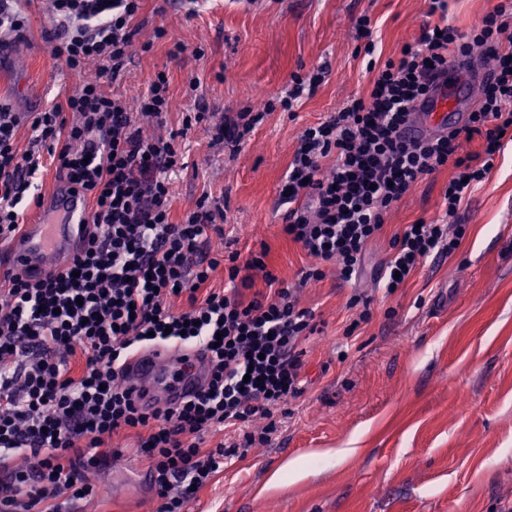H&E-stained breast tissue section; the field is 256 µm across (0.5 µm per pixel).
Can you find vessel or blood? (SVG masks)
Listing matches in <instances>:
<instances>
[{"label": "vessel or blood", "mask_w": 512, "mask_h": 512, "mask_svg": "<svg viewBox=\"0 0 512 512\" xmlns=\"http://www.w3.org/2000/svg\"><path fill=\"white\" fill-rule=\"evenodd\" d=\"M491 74L480 71L468 78L450 67L438 79L402 130L404 137L417 139L459 125L464 105L472 102L474 83L486 82ZM88 209L84 199L63 188L46 197L41 219L21 225L12 239L8 268L32 279L65 271L81 247L88 229ZM205 362L198 349L179 351L165 346L138 351L125 366V384L141 404L156 401L172 404L192 394L204 380Z\"/></svg>", "instance_id": "vessel-or-blood-1"}]
</instances>
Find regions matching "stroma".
Wrapping results in <instances>:
<instances>
[{
    "label": "stroma",
    "instance_id": "stroma-1",
    "mask_svg": "<svg viewBox=\"0 0 512 512\" xmlns=\"http://www.w3.org/2000/svg\"><path fill=\"white\" fill-rule=\"evenodd\" d=\"M50 5L14 0L25 27L0 47V103L25 118L87 79L133 98L165 73L169 108L143 127L175 137L183 159L176 212L207 199L225 217L211 248L228 245L244 259L266 251L268 269L289 285L309 259L282 230L279 192L301 130L370 87L356 54L358 19L377 20L386 58L427 20L426 0H197L191 8L142 0L122 70L100 62L74 73L53 55L60 28ZM323 66L324 82L293 113L266 112L292 75ZM198 105L207 119L184 128ZM249 111L265 118L237 153L214 142L215 123ZM450 176L443 169L426 177L390 209L358 282H343L326 263L324 278L302 289L300 304L318 324L303 344L305 393L274 414L265 444L195 494L189 512H504L512 504V142L464 198L454 221L466 234L455 253L429 257L394 293L377 283L392 236L442 216ZM357 291L370 299L364 323L348 305ZM290 461L296 473L271 484ZM89 478L103 493L82 512H154L144 466L122 457Z\"/></svg>",
    "mask_w": 512,
    "mask_h": 512
}]
</instances>
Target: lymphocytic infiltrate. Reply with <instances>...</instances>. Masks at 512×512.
<instances>
[{"label":"lymphocytic infiltrate","mask_w":512,"mask_h":512,"mask_svg":"<svg viewBox=\"0 0 512 512\" xmlns=\"http://www.w3.org/2000/svg\"><path fill=\"white\" fill-rule=\"evenodd\" d=\"M139 2L52 0L71 26L56 57L71 71L99 61L120 71ZM428 13L419 36L381 64L373 57L374 24L360 17L358 36L375 73L370 90L297 138L282 187L283 231L312 260L300 285L320 281L324 262L335 263L343 281L358 278L386 213L444 167L452 176L442 206L455 217L512 137V45L501 40L512 12L500 2L467 32L449 24L447 0H429ZM475 44L493 60V78L465 124L402 140L399 127L431 80L470 58ZM168 108L164 74L134 104L88 80L29 116L31 145L22 151L20 120L0 106V243L40 203L39 183L51 167L70 192L87 198L91 224L67 272L36 283L12 272L0 279V459L10 462L0 471V512H70L101 494L89 471L121 456L145 464L157 512H186L191 495L225 464L267 439L250 432L242 443L206 450L203 434L271 418L306 391L302 343L316 331L313 311L268 271L263 254L244 260L236 251H211L221 211L200 202L173 216L179 155L172 140L146 135L136 121ZM476 135L484 140L481 155H461V138ZM465 232L461 224L405 225L391 241L387 290L400 288L431 255L454 254ZM219 268L225 285L214 288ZM258 275L266 292L245 298ZM178 298L185 305L177 310ZM159 344L207 352L209 382L194 398L151 411L124 389L120 374L131 354ZM122 430L137 435L125 453L109 445Z\"/></svg>","instance_id":"obj_1"}]
</instances>
